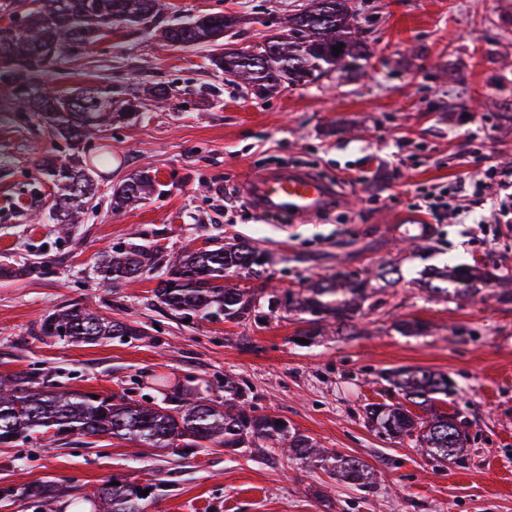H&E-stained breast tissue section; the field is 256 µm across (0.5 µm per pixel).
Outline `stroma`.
Here are the masks:
<instances>
[{"label":"stroma","instance_id":"stroma-1","mask_svg":"<svg viewBox=\"0 0 512 512\" xmlns=\"http://www.w3.org/2000/svg\"><path fill=\"white\" fill-rule=\"evenodd\" d=\"M305 2L165 0L164 15L234 16L233 39L247 46ZM356 16L370 49L362 68L264 99L213 69L212 46H172L123 24L70 52L47 78L54 93L94 85L137 107L83 156L107 147L103 181L148 165L160 187L122 214L100 196L66 237L32 214L53 193L40 156L69 148L37 134L0 83V374L33 368L69 390L139 401L186 390L220 401L225 379L240 380L259 412L360 458L372 482L344 483L271 448L136 455L115 438L75 435L0 447V489L55 482L65 490L58 512H90L87 494L113 477L149 489L145 512H512V304L446 302L423 287L429 270L487 265L512 289V223H484L490 203L479 197L460 216L410 221L424 195L477 174V161L512 168V0H363ZM160 84L173 93L158 105L148 91ZM283 164L337 181L334 208L311 222L225 209L224 188L245 193L252 176ZM238 238L266 252L284 291L319 275L362 279L390 263L402 278L370 282L379 308L357 313L356 336L305 345L296 341L302 313H278L262 329L186 322L154 300V281L115 285L96 271L101 251L133 243L173 254ZM76 301L136 322L141 335L95 345L40 336L45 316ZM414 319L426 333L403 334L400 323ZM407 367L451 378L434 409L468 421L461 456L440 463L367 425V405L401 401L387 376Z\"/></svg>","mask_w":512,"mask_h":512}]
</instances>
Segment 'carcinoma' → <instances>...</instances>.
Here are the masks:
<instances>
[{
    "label": "carcinoma",
    "instance_id": "1",
    "mask_svg": "<svg viewBox=\"0 0 512 512\" xmlns=\"http://www.w3.org/2000/svg\"><path fill=\"white\" fill-rule=\"evenodd\" d=\"M25 9L17 28L0 27V51L11 59L6 75L19 90L23 111L48 138L63 140L77 149L101 128L134 112H117L111 97L98 86H87L64 95L44 91V77L76 46L90 44L123 22L154 33L173 45H216L209 57L215 70L232 77L248 94L262 97L274 90L303 81L320 79L332 67H346L369 57L362 29L351 20L345 0H308L291 14L280 31L249 51L264 58L252 63L250 55L226 42L235 19L208 14L182 21L161 23L163 0H0L1 11ZM342 46L339 55L333 48ZM89 164L80 155L41 158L42 174L56 187L49 219L66 234L82 222L91 203L100 194L96 168L112 166V152L104 150ZM160 183L152 169L143 168L110 187L109 205L114 212L134 208L157 191ZM97 270L112 282H132L152 272L157 279L153 295L174 315L199 316L210 321L253 320L265 322L281 307L311 315L302 337L315 334L327 317L336 319V333L356 336L352 318L361 306L356 297L368 280L334 276L320 277L298 291L283 295L265 286V253L247 240L215 243L206 248L185 247L174 255L151 251L141 244L103 251ZM243 273L260 282L254 288L224 283L230 273ZM496 275L479 273L468 266L438 271L427 292L452 301L460 294L476 297ZM40 333L73 344L94 345L113 336H140L142 330L127 321L105 317L82 305L69 304L46 316ZM407 402L422 410L433 407L439 395H448V376L427 368H412L394 374ZM368 425L388 436L409 438L437 461L456 457L469 442L465 421L457 415L435 414L423 418L406 406L373 403L366 411ZM278 418L260 414L252 403L251 389L234 380L224 381V402L199 397H165L146 405L130 397H94L92 392L59 389L34 370L0 376V447L8 448L49 435L58 442L69 436L107 435L134 443L139 448H175L183 452L198 448H263L267 443L286 445L288 456L305 464H320L331 475L350 484L364 485L372 477L370 466L357 457L330 454L313 440ZM144 488L127 481H107L92 493L95 512H142ZM60 489L50 483L26 484L0 490V497L28 501L37 512H56Z\"/></svg>",
    "mask_w": 512,
    "mask_h": 512
}]
</instances>
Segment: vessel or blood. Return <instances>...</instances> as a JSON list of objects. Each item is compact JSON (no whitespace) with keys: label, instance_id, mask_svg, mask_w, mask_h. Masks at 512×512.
<instances>
[{"label":"vessel or blood","instance_id":"b4317fda","mask_svg":"<svg viewBox=\"0 0 512 512\" xmlns=\"http://www.w3.org/2000/svg\"><path fill=\"white\" fill-rule=\"evenodd\" d=\"M334 183L312 173L279 168L250 178L247 198L262 212H279L310 220L331 209Z\"/></svg>","mask_w":512,"mask_h":512}]
</instances>
